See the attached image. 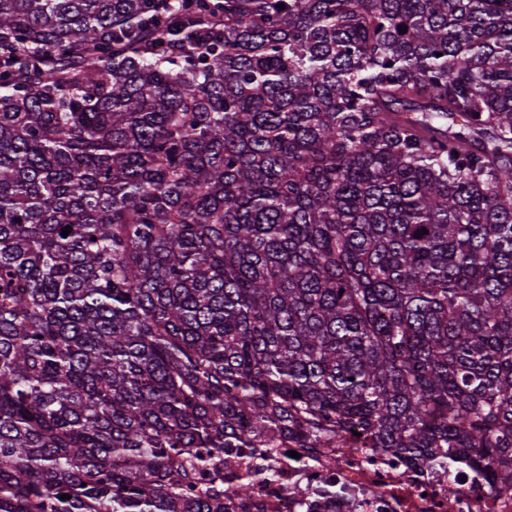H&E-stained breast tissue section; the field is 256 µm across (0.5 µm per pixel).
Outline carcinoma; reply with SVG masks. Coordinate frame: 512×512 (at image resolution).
Segmentation results:
<instances>
[{"instance_id":"1","label":"carcinoma","mask_w":512,"mask_h":512,"mask_svg":"<svg viewBox=\"0 0 512 512\" xmlns=\"http://www.w3.org/2000/svg\"><path fill=\"white\" fill-rule=\"evenodd\" d=\"M355 431L512 493V0H0V512Z\"/></svg>"}]
</instances>
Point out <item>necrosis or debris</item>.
<instances>
[{"label": "necrosis or debris", "instance_id": "4bbe7bcc", "mask_svg": "<svg viewBox=\"0 0 512 512\" xmlns=\"http://www.w3.org/2000/svg\"><path fill=\"white\" fill-rule=\"evenodd\" d=\"M292 444L228 449L227 467L242 474L265 512H512V495L457 469L409 470L399 459L345 439L331 454L292 457Z\"/></svg>", "mask_w": 512, "mask_h": 512}]
</instances>
